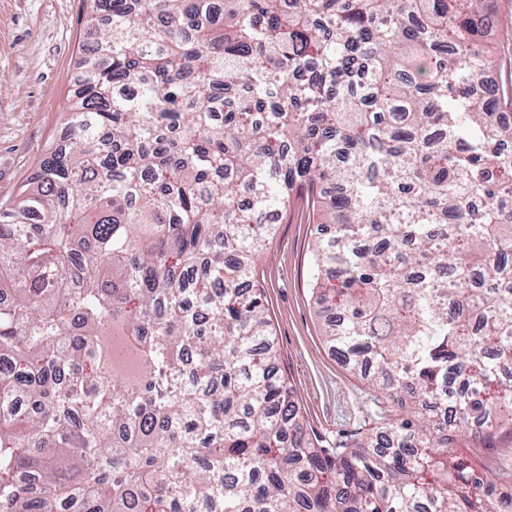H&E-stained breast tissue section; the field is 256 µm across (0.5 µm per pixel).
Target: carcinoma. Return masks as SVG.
<instances>
[{
    "mask_svg": "<svg viewBox=\"0 0 512 512\" xmlns=\"http://www.w3.org/2000/svg\"><path fill=\"white\" fill-rule=\"evenodd\" d=\"M488 0H90L0 215V512H512V84ZM324 335L384 414L319 448L254 259L296 203ZM477 420L482 430L470 431ZM469 431L475 445L457 447ZM481 470L492 482L512 490V434L499 435L482 451Z\"/></svg>",
    "mask_w": 512,
    "mask_h": 512,
    "instance_id": "cac0c4a2",
    "label": "carcinoma"
}]
</instances>
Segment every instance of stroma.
Masks as SVG:
<instances>
[{
    "instance_id": "obj_1",
    "label": "stroma",
    "mask_w": 512,
    "mask_h": 512,
    "mask_svg": "<svg viewBox=\"0 0 512 512\" xmlns=\"http://www.w3.org/2000/svg\"><path fill=\"white\" fill-rule=\"evenodd\" d=\"M499 24L488 39L505 62L491 82L512 78V0H493ZM87 0H0V211L31 182L64 119L80 77L78 60ZM320 226L293 207L276 225L255 268L265 289L280 366L295 388L315 443H355L390 409L386 397L350 373L327 345L324 317L312 297L311 247ZM481 470L512 490V434L498 436L481 455Z\"/></svg>"
}]
</instances>
